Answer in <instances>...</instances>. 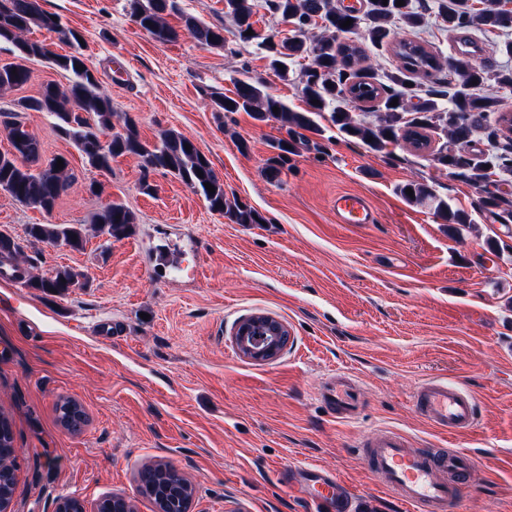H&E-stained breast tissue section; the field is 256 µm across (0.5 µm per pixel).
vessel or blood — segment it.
<instances>
[{
    "label": "vessel or blood",
    "mask_w": 512,
    "mask_h": 512,
    "mask_svg": "<svg viewBox=\"0 0 512 512\" xmlns=\"http://www.w3.org/2000/svg\"><path fill=\"white\" fill-rule=\"evenodd\" d=\"M333 210L342 224L375 221L373 210L360 195L338 196ZM321 398L338 414L347 413L349 398L340 382H330ZM414 401L421 414L442 433L457 435L477 425L475 396L448 382L422 383ZM361 458L375 483L411 505L415 512H458L464 488L475 470L468 455L452 448L432 452L411 447L407 436L393 429L377 430L364 439ZM282 474L285 488L305 494L312 512H350L353 494L335 474L315 465L287 466Z\"/></svg>",
    "instance_id": "b4317fda"
}]
</instances>
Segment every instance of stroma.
Listing matches in <instances>:
<instances>
[{
	"label": "stroma",
	"instance_id": "stroma-1",
	"mask_svg": "<svg viewBox=\"0 0 512 512\" xmlns=\"http://www.w3.org/2000/svg\"><path fill=\"white\" fill-rule=\"evenodd\" d=\"M80 30L83 53L112 99L116 127L132 119L142 141L175 130L191 137L224 182L227 197L257 210L263 223L236 224L208 209L202 195L159 171L144 172L134 155L110 169L91 167L45 112L23 113L43 159L65 156L70 188L46 213L0 189V234L18 247L16 263L32 277L69 267L84 284L63 295L0 278V416L16 448L11 512H55L63 496L94 512L102 496H125L134 512H157L139 494L137 475L157 462L172 465L194 487L189 512H308L287 493L286 465H318L355 494L352 512H410L372 481L357 450L375 430L392 428L419 448H458L477 466L461 512H512V172L492 171L473 185L436 165L438 152L462 153L473 164L512 142L476 132L459 145L428 129L427 149L406 139L370 149L318 117L324 154L300 150L277 179L265 173L273 141L288 133L277 120L217 111L249 73L295 112L307 111L294 59L287 75L272 70L257 41L231 38L227 50L181 33L155 40L130 16V0H38ZM426 23H395L382 46L364 31L345 34L360 54L358 79L383 87L406 74L422 96L447 103L455 78L449 60L474 46L487 71L512 68L500 53L512 29L453 31L443 0H412ZM168 14L234 29L224 0H180ZM401 41H419L439 63L433 75L404 73ZM29 81L0 92V109L38 95L66 72L48 61L25 63ZM149 181L151 193L140 184ZM467 212L470 228L449 233L426 205L406 201L408 181ZM365 196L376 221L341 224L338 194ZM120 203L136 222L122 237L94 225ZM33 224H80L84 245L72 249L30 237ZM265 314L283 321L288 343L275 358L244 357L237 323ZM342 375L355 395L350 414L333 415L319 398ZM430 379L468 389L479 400L478 423L458 436L441 434L413 405ZM75 399L86 416L79 431L57 421L56 402Z\"/></svg>",
	"mask_w": 512,
	"mask_h": 512
}]
</instances>
